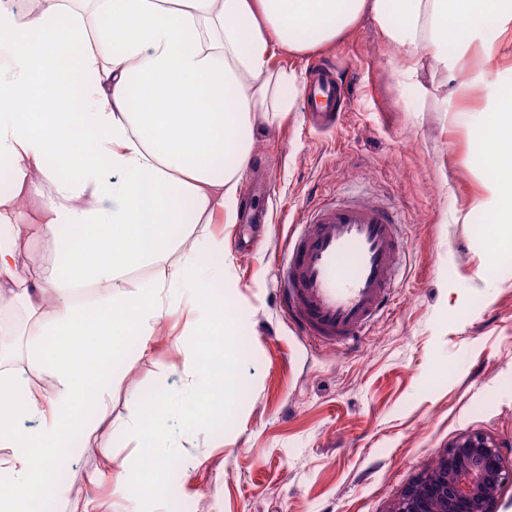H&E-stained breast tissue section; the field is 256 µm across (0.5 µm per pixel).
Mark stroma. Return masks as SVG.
I'll return each mask as SVG.
<instances>
[{
	"label": "stroma",
	"mask_w": 512,
	"mask_h": 512,
	"mask_svg": "<svg viewBox=\"0 0 512 512\" xmlns=\"http://www.w3.org/2000/svg\"><path fill=\"white\" fill-rule=\"evenodd\" d=\"M354 72L353 102L328 130L300 103L257 127L241 211L215 218L223 238L224 310L239 340L234 387L198 396L199 419L173 411L160 479L138 467L129 425L142 395L175 391L196 351L188 317L162 318L147 354L129 363L109 401L112 479L94 483L97 450L70 463L75 494L102 512H140L155 498L193 512H391L459 439L482 434L512 469V252L494 251L475 158L486 88L444 83L430 60L407 77L375 23L360 18L336 43L276 52L300 100L313 63ZM356 194L397 207L406 252L388 314L356 347L320 348L283 322L272 269L295 224L321 195Z\"/></svg>",
	"instance_id": "obj_1"
}]
</instances>
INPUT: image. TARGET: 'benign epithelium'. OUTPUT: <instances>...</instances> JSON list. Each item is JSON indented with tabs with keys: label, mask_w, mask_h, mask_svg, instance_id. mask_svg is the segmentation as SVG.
Returning <instances> with one entry per match:
<instances>
[{
	"label": "benign epithelium",
	"mask_w": 512,
	"mask_h": 512,
	"mask_svg": "<svg viewBox=\"0 0 512 512\" xmlns=\"http://www.w3.org/2000/svg\"><path fill=\"white\" fill-rule=\"evenodd\" d=\"M511 481L494 442L473 434L441 455L391 512H495L498 488Z\"/></svg>",
	"instance_id": "obj_1"
}]
</instances>
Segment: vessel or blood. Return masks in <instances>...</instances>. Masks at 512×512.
I'll use <instances>...</instances> for the list:
<instances>
[{
	"instance_id": "1",
	"label": "vessel or blood",
	"mask_w": 512,
	"mask_h": 512,
	"mask_svg": "<svg viewBox=\"0 0 512 512\" xmlns=\"http://www.w3.org/2000/svg\"><path fill=\"white\" fill-rule=\"evenodd\" d=\"M352 77L327 60L315 66L304 91L317 127L346 109ZM400 214L359 197L321 198L288 239L274 280L287 322L312 344L356 343L391 305L403 250Z\"/></svg>"
}]
</instances>
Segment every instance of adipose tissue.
I'll return each instance as SVG.
<instances>
[{
	"label": "adipose tissue",
	"instance_id": "1",
	"mask_svg": "<svg viewBox=\"0 0 512 512\" xmlns=\"http://www.w3.org/2000/svg\"><path fill=\"white\" fill-rule=\"evenodd\" d=\"M487 14L495 31L479 22ZM364 15L405 74L428 56L448 77L488 87L482 159L493 173L480 204L496 249H512V93L500 61L512 0H51L28 14L0 0V164L12 185L0 193V312L29 308L27 342L57 381L39 395L4 370L0 351V512H43L45 484L63 512H97L51 471L94 443L97 476L111 477L106 398L121 361L148 352L166 315L202 312L195 335L230 334L201 257L223 252V240L173 229L190 211L237 220L258 124L295 105L281 92L293 74L271 67L275 50L331 45ZM475 49L485 59L464 71ZM24 197L35 198L34 217L20 210ZM24 235L56 244L35 288L19 261ZM150 265L160 274L130 285ZM89 287L95 301L77 302ZM50 293L46 319L39 301Z\"/></svg>",
	"mask_w": 512,
	"mask_h": 512
}]
</instances>
